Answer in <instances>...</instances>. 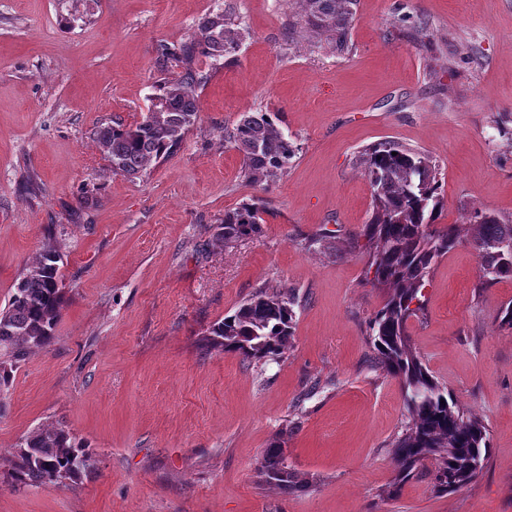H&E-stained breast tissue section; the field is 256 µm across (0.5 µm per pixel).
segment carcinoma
<instances>
[{
  "mask_svg": "<svg viewBox=\"0 0 512 512\" xmlns=\"http://www.w3.org/2000/svg\"><path fill=\"white\" fill-rule=\"evenodd\" d=\"M298 10L288 30L300 27L325 37L338 55L350 49V26L359 0H295ZM243 29L225 10L198 20L194 33L176 44H159V57L180 68L177 77L159 86L150 115L134 124L102 125L97 141L112 171L136 177L151 165L171 156L197 120V89L206 77L196 68L199 57L218 60L237 51ZM224 139L242 155L244 178L254 182L282 177L296 146L268 112H246ZM359 164L372 188V211L361 237L350 249L365 257L366 283L387 291L385 304L369 321L375 363L400 380L407 421L393 443L400 461L396 483L409 478L427 461L434 465V490L453 492L474 482L489 454L486 426L460 407L430 374L411 346L408 320L423 309L422 289L438 260L466 243L479 260L477 291L512 278V253L501 254L493 244L512 241V215L476 211L473 233L462 240L456 225L437 226L443 197L438 168L424 153L394 141L365 148ZM260 211L246 204L224 212L216 226L215 241L229 243L260 233ZM57 240L45 238L31 265L18 278L8 303L0 309V395L8 392L13 373L38 350L47 347L64 305ZM295 296L264 286L214 323L203 347H222L245 359L276 361L294 335ZM285 449L275 443L265 449L257 473L259 482L283 491L301 479L284 464ZM94 465L90 448L76 442L65 429L47 425L18 443L11 464L16 483L50 488L77 480Z\"/></svg>",
  "mask_w": 512,
  "mask_h": 512,
  "instance_id": "1",
  "label": "carcinoma"
}]
</instances>
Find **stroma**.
I'll return each instance as SVG.
<instances>
[{
  "label": "stroma",
  "mask_w": 512,
  "mask_h": 512,
  "mask_svg": "<svg viewBox=\"0 0 512 512\" xmlns=\"http://www.w3.org/2000/svg\"><path fill=\"white\" fill-rule=\"evenodd\" d=\"M231 8L245 30L210 74L198 118L142 176L113 173L95 132L139 122L174 78L159 43ZM288 0H0V308L45 236L60 244L55 337L0 401V512H512V280L478 291L466 244L435 265L413 349L488 429L480 476L433 490L432 464L395 485L402 387L374 361L368 322L386 295L349 251L371 211L358 162L391 140L439 168L440 224L512 214V0H360L351 50L288 30ZM424 19L417 41L397 18ZM245 112H276L297 147L278 180L249 183L224 139ZM259 202V236L226 246L224 213ZM329 235L333 250H306ZM292 290L295 330L276 362L201 350L208 328L263 285ZM65 428L93 469L47 488L10 459L38 428ZM281 439L307 489L259 484Z\"/></svg>",
  "instance_id": "35a3bbf8"
}]
</instances>
